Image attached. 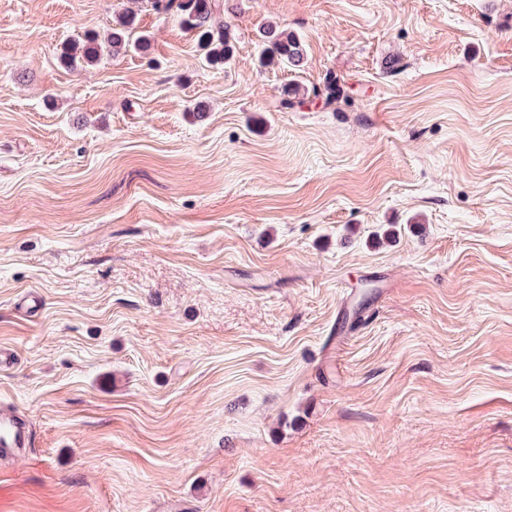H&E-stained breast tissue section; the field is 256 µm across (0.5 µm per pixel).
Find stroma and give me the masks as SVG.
I'll return each instance as SVG.
<instances>
[{
	"label": "stroma",
	"mask_w": 512,
	"mask_h": 512,
	"mask_svg": "<svg viewBox=\"0 0 512 512\" xmlns=\"http://www.w3.org/2000/svg\"><path fill=\"white\" fill-rule=\"evenodd\" d=\"M126 2L0 0V512H512V0ZM158 13L179 17L197 39L205 61L223 65L232 50L231 25L224 20V8L216 0H152ZM222 11V13H221ZM137 28V16L133 11L120 14L112 31L103 39L98 34H87L83 39L62 44L61 59L71 67H87L98 64L104 56H118L131 50L144 52L149 43L143 36L132 41L130 34ZM261 35L265 43L260 57L263 67L274 65L296 70L302 66L306 51L299 37L272 24L264 26ZM29 432L25 424L12 416L0 415V456H13L26 445Z\"/></svg>",
	"instance_id": "obj_1"
}]
</instances>
